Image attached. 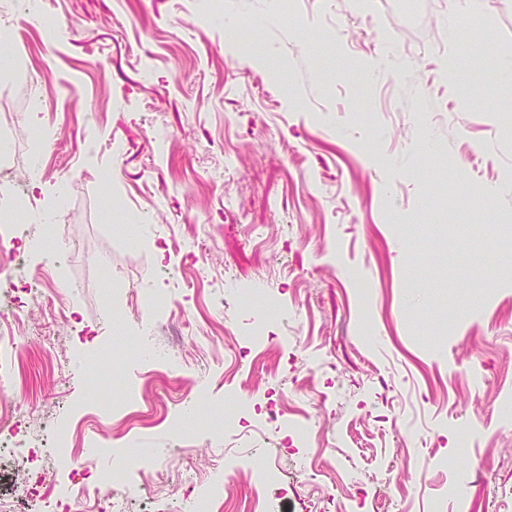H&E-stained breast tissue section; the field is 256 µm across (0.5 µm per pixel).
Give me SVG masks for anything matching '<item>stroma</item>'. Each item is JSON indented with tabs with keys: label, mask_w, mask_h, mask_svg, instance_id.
Returning a JSON list of instances; mask_svg holds the SVG:
<instances>
[{
	"label": "stroma",
	"mask_w": 512,
	"mask_h": 512,
	"mask_svg": "<svg viewBox=\"0 0 512 512\" xmlns=\"http://www.w3.org/2000/svg\"><path fill=\"white\" fill-rule=\"evenodd\" d=\"M198 2L0 22V103L47 133L0 239L48 297L8 386L37 447L58 422L162 467L135 512L223 453V512H512V0ZM244 399L306 409L310 449L225 431ZM305 452L303 494L251 483Z\"/></svg>",
	"instance_id": "obj_1"
}]
</instances>
